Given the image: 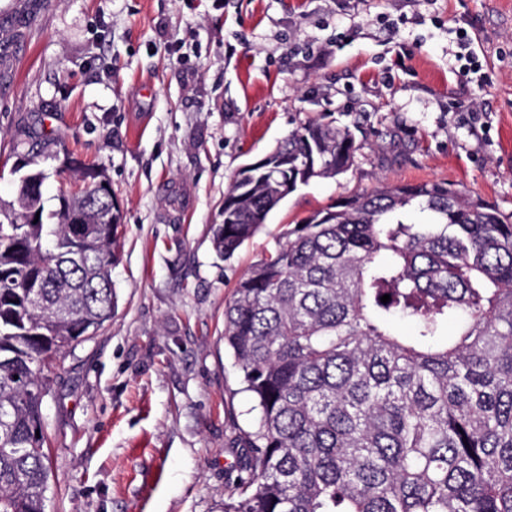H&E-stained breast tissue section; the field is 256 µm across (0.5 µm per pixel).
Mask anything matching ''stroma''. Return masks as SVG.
I'll return each mask as SVG.
<instances>
[{
    "instance_id": "stroma-1",
    "label": "stroma",
    "mask_w": 512,
    "mask_h": 512,
    "mask_svg": "<svg viewBox=\"0 0 512 512\" xmlns=\"http://www.w3.org/2000/svg\"><path fill=\"white\" fill-rule=\"evenodd\" d=\"M312 120L350 127L352 167L221 259L236 170ZM66 152L106 169L121 260L111 322L48 372L45 512H224L258 419L224 351L249 266L384 182L444 181L512 216V0H0V204L41 170L56 209L80 184Z\"/></svg>"
}]
</instances>
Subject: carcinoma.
I'll use <instances>...</instances> for the list:
<instances>
[{
	"label": "carcinoma",
	"instance_id": "obj_1",
	"mask_svg": "<svg viewBox=\"0 0 512 512\" xmlns=\"http://www.w3.org/2000/svg\"><path fill=\"white\" fill-rule=\"evenodd\" d=\"M278 147L248 190L230 180L219 257L266 224L282 180L333 179L359 149L350 127L316 121ZM65 171L85 185L59 196L52 223L23 221L44 212L40 191L0 220V512H45L44 370L117 302L112 182L69 154ZM413 205L433 219L404 222ZM284 238L224 307L259 412L224 512H512V219L446 183L383 184Z\"/></svg>",
	"mask_w": 512,
	"mask_h": 512
}]
</instances>
